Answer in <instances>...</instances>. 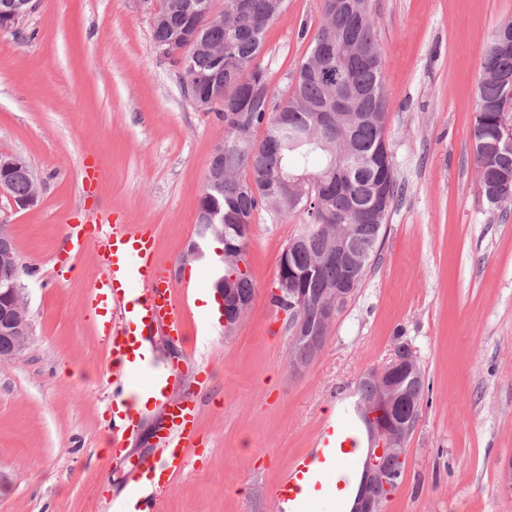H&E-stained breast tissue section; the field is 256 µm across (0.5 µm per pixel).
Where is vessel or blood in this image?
Listing matches in <instances>:
<instances>
[{"label": "vessel or blood", "instance_id": "1", "mask_svg": "<svg viewBox=\"0 0 512 512\" xmlns=\"http://www.w3.org/2000/svg\"><path fill=\"white\" fill-rule=\"evenodd\" d=\"M95 246L104 272L93 282L86 313L102 331L108 349L110 389L108 428L112 453L122 457L128 434L137 430L142 397L161 410L153 459L132 468L134 477L161 471L183 473L196 453L201 402L176 366L158 367L142 345L154 333L178 338L189 333L186 321L190 281H176L169 265L154 261L157 240L149 224H95L73 242L76 250ZM362 441L350 407L319 426L311 450L298 454L275 486L282 512H317L326 497L341 499L349 472L362 464ZM134 512H161L159 490L134 484Z\"/></svg>", "mask_w": 512, "mask_h": 512}]
</instances>
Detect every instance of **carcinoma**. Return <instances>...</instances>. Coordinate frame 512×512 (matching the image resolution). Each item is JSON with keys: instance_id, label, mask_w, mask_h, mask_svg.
<instances>
[{"instance_id": "carcinoma-1", "label": "carcinoma", "mask_w": 512, "mask_h": 512, "mask_svg": "<svg viewBox=\"0 0 512 512\" xmlns=\"http://www.w3.org/2000/svg\"><path fill=\"white\" fill-rule=\"evenodd\" d=\"M153 39L158 50L173 58L180 85L190 84L189 100L199 109L214 111L224 122V154L218 159L223 177L206 178L199 201L205 215L223 218L224 234L234 237L245 253L255 211L303 217L297 237L305 239L297 250L282 254L280 265L293 270L294 285L319 293L336 285L343 270L325 261L317 275L308 272L341 237L353 242V256L367 269L376 258L383 224L401 188L394 174L385 118L379 44L373 19L357 33L359 44L346 40L355 26L352 16L336 9V0H321V21L311 49L292 78L287 98L275 103L263 70L254 64L269 25L285 9L287 0H156ZM478 110L475 128L488 141L503 133L502 122L512 119V91L499 83L495 73L479 66ZM362 89L355 98L344 95L336 75ZM244 113L249 122L246 139L238 140L234 116ZM265 128L260 142L254 132ZM321 154L323 164L313 175L315 185L286 189L304 173L297 170L310 155ZM482 198L505 213L512 208V193L492 202L488 188L500 171L512 172V151L492 163L476 153ZM224 281L236 292L253 297L250 272H243L224 258ZM305 327L319 329L320 312L313 305L299 313ZM403 402L397 414L422 407L423 375L402 379Z\"/></svg>"}]
</instances>
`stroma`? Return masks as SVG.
I'll return each instance as SVG.
<instances>
[{"mask_svg": "<svg viewBox=\"0 0 512 512\" xmlns=\"http://www.w3.org/2000/svg\"><path fill=\"white\" fill-rule=\"evenodd\" d=\"M401 192L377 257L309 368L270 303L299 218L256 212L254 284L232 335L189 311L209 370L187 363L201 444L163 492L164 512H279L281 473L309 449L363 373L411 342L427 393L405 471L382 512H512V215L479 193L472 128L479 63L512 0H371ZM321 0H288L256 59L283 93L309 54ZM21 34L0 31V156L37 173L34 205L0 189L23 267L33 342L0 360V512H112L128 466L109 442L104 342L84 308L94 249L65 248L96 220L153 225L160 260L210 293L214 238L200 237L205 177L224 125L195 108L137 0H33ZM98 178L84 188L82 172Z\"/></svg>", "mask_w": 512, "mask_h": 512, "instance_id": "stroma-1", "label": "stroma"}]
</instances>
